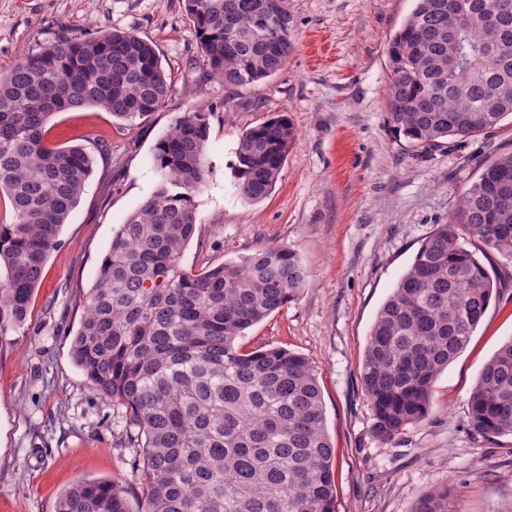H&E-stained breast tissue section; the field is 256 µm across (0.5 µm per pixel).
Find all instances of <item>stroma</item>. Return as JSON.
<instances>
[{
	"label": "stroma",
	"mask_w": 512,
	"mask_h": 512,
	"mask_svg": "<svg viewBox=\"0 0 512 512\" xmlns=\"http://www.w3.org/2000/svg\"><path fill=\"white\" fill-rule=\"evenodd\" d=\"M287 7L294 50L284 67L228 89L207 73L185 0H0V71L58 33L114 28L156 42L173 82L157 112L131 123L95 106L50 120L51 145L85 147L94 163L25 323L0 335V512H55L81 478L139 490L125 423L76 366L70 345L113 235L158 180L157 140L197 110L209 114L210 174L183 265L197 272L268 247L300 258L303 288L239 345L284 347L315 367L336 448V512H413L444 484L455 491L453 512L512 505V436L486 439L467 425L483 365L512 339V259L488 251L502 294L435 381L426 421L391 442L376 440L359 376L379 308L479 162L512 149V120L426 153L407 147L386 128L387 46L414 0H287ZM279 112L296 141L273 193L253 202L238 188V140Z\"/></svg>",
	"instance_id": "1"
}]
</instances>
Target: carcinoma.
Wrapping results in <instances>:
<instances>
[{
	"instance_id": "obj_1",
	"label": "carcinoma",
	"mask_w": 512,
	"mask_h": 512,
	"mask_svg": "<svg viewBox=\"0 0 512 512\" xmlns=\"http://www.w3.org/2000/svg\"><path fill=\"white\" fill-rule=\"evenodd\" d=\"M185 9L209 76L228 88L272 77L294 49L285 0H186ZM388 58L387 127L414 149L512 117V0H415ZM172 91L155 42L119 29L63 33L0 73V193L11 214L0 224L1 335L27 319L92 172L85 148L48 145L52 115L93 105L131 122ZM208 139L202 111L158 139V184L113 235L72 340L76 365L136 429L127 443L140 493L132 501L119 482L82 479L56 512H336V448L313 366L285 348L237 344L302 288L299 257L273 247L197 273L183 266ZM294 141L283 114L241 134L245 198L273 192ZM483 247L512 258V150L479 162L377 313L360 380L380 442L428 418L437 377L500 294ZM467 422L482 437L512 436V339L483 366ZM449 497L435 487L414 512H451Z\"/></svg>"
}]
</instances>
